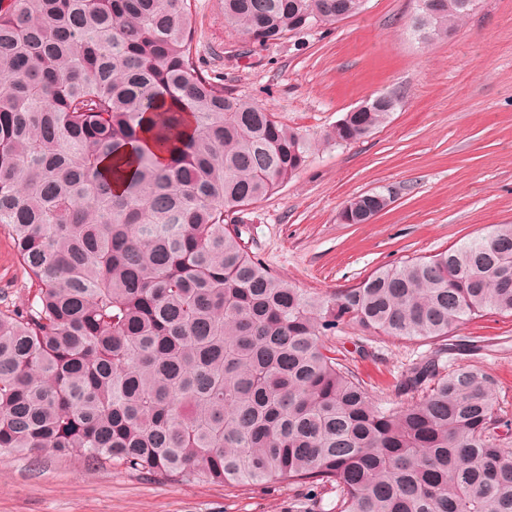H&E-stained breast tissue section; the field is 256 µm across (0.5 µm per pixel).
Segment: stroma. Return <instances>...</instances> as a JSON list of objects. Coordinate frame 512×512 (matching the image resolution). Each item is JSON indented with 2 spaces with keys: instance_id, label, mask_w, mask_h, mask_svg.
I'll list each match as a JSON object with an SVG mask.
<instances>
[{
  "instance_id": "35a3bbf8",
  "label": "stroma",
  "mask_w": 512,
  "mask_h": 512,
  "mask_svg": "<svg viewBox=\"0 0 512 512\" xmlns=\"http://www.w3.org/2000/svg\"><path fill=\"white\" fill-rule=\"evenodd\" d=\"M416 7L365 0L327 28L261 46L225 24L222 0H191L202 70L311 144L304 168L241 215L249 252L301 290L333 292L381 266L512 224V0H479L431 41L413 28ZM383 92L399 99L387 122L349 144L328 141L345 112ZM379 191L391 203L373 222H342L352 198ZM33 292L0 229V309ZM457 337L484 341L451 351V362L492 377L499 406L512 416V316L468 321ZM329 342L368 389L391 398L415 364L442 347L367 339L354 326ZM0 512H336V492L180 485L43 452L0 458Z\"/></svg>"
}]
</instances>
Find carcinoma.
Listing matches in <instances>:
<instances>
[{
    "instance_id": "obj_1",
    "label": "carcinoma",
    "mask_w": 512,
    "mask_h": 512,
    "mask_svg": "<svg viewBox=\"0 0 512 512\" xmlns=\"http://www.w3.org/2000/svg\"><path fill=\"white\" fill-rule=\"evenodd\" d=\"M438 4L429 37L467 13ZM360 0H223L265 45ZM189 0H0V227L36 286L0 309V457L51 451L181 485L330 486L336 512H512L493 379L433 361L376 398L325 337L448 340L512 316V224L307 293L234 218L306 164L305 139L203 74ZM395 108L347 112L336 143ZM171 153L159 164L147 141ZM121 189L114 188V185ZM381 192L350 202L363 222Z\"/></svg>"
}]
</instances>
